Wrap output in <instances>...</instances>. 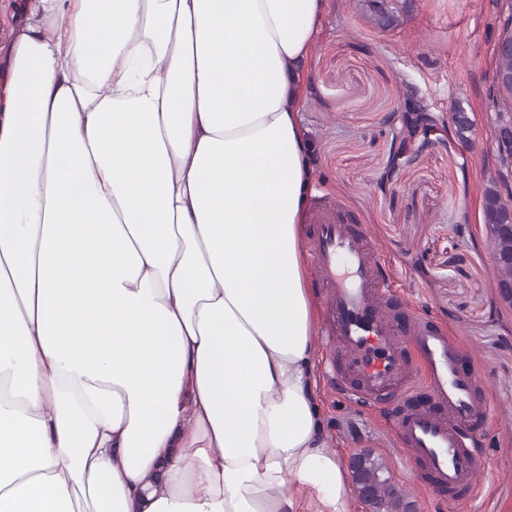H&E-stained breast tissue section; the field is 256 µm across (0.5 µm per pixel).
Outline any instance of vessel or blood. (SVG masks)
Segmentation results:
<instances>
[{"label":"vessel or blood","mask_w":512,"mask_h":512,"mask_svg":"<svg viewBox=\"0 0 512 512\" xmlns=\"http://www.w3.org/2000/svg\"><path fill=\"white\" fill-rule=\"evenodd\" d=\"M307 223L312 267L325 290L324 333L345 353L355 397L402 402L394 431L404 455L424 465L428 485L446 490L449 502L464 500L485 468L472 435L489 413L477 375L462 364L461 344L413 314L394 322L378 255L350 216L329 204ZM420 387L434 395L437 410L411 406Z\"/></svg>","instance_id":"vessel-or-blood-1"}]
</instances>
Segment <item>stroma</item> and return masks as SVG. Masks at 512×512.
Masks as SVG:
<instances>
[{"label":"stroma","mask_w":512,"mask_h":512,"mask_svg":"<svg viewBox=\"0 0 512 512\" xmlns=\"http://www.w3.org/2000/svg\"><path fill=\"white\" fill-rule=\"evenodd\" d=\"M392 17L379 26L375 7ZM507 0H328L306 65L302 122L318 169L316 194L359 213L391 286L394 316L414 312L465 341V363L487 382L491 420L475 445L486 461L472 500L424 489L400 453L395 405L353 398L341 351L319 348L325 430L341 458L382 456L414 512H512V307L479 221L483 188L500 176L495 130L512 114L490 98L494 45ZM474 125L459 141L446 120Z\"/></svg>","instance_id":"stroma-1"}]
</instances>
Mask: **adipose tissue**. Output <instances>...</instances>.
<instances>
[{
	"label": "adipose tissue",
	"instance_id": "obj_1",
	"mask_svg": "<svg viewBox=\"0 0 512 512\" xmlns=\"http://www.w3.org/2000/svg\"><path fill=\"white\" fill-rule=\"evenodd\" d=\"M327 0H28L0 78V512H349L301 123Z\"/></svg>",
	"mask_w": 512,
	"mask_h": 512
}]
</instances>
